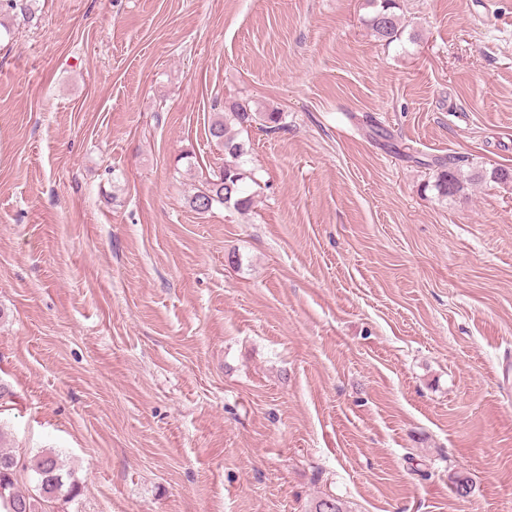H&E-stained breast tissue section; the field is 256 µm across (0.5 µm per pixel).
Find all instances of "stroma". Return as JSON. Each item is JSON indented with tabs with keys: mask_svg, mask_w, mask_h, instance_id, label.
Here are the masks:
<instances>
[{
	"mask_svg": "<svg viewBox=\"0 0 512 512\" xmlns=\"http://www.w3.org/2000/svg\"><path fill=\"white\" fill-rule=\"evenodd\" d=\"M400 4L0 15V446L68 512H512V0ZM235 100L282 127L200 214ZM373 5V14L369 26L373 35L380 41L391 43L399 40L403 34L401 16L396 12L397 0H369ZM454 163L448 161V169L442 170L436 181L434 189L437 191L438 196L441 198H448L457 195L462 191L463 185L455 170L452 169Z\"/></svg>",
	"mask_w": 512,
	"mask_h": 512,
	"instance_id": "1",
	"label": "stroma"
}]
</instances>
